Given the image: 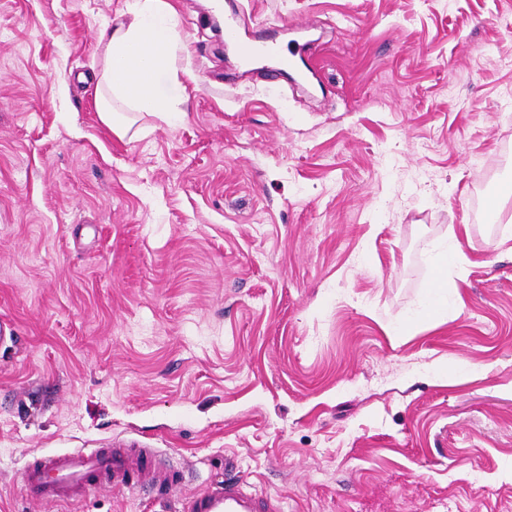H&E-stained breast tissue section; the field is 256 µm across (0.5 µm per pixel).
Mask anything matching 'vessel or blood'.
Segmentation results:
<instances>
[{
    "label": "vessel or blood",
    "instance_id": "b4317fda",
    "mask_svg": "<svg viewBox=\"0 0 512 512\" xmlns=\"http://www.w3.org/2000/svg\"><path fill=\"white\" fill-rule=\"evenodd\" d=\"M304 53L303 44L288 48L251 38L243 45L244 60L272 58L278 70L296 66ZM278 70L268 71L275 80ZM176 471L161 466L153 449L137 445L123 448H75L34 458L23 470L22 481L29 495L48 502H71L102 484L124 488L139 483L159 491L176 485ZM175 512H286L281 498L259 495L238 477L214 480L196 495L177 500Z\"/></svg>",
    "mask_w": 512,
    "mask_h": 512
}]
</instances>
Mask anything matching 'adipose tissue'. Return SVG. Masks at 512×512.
<instances>
[{"label":"adipose tissue","instance_id":"1","mask_svg":"<svg viewBox=\"0 0 512 512\" xmlns=\"http://www.w3.org/2000/svg\"><path fill=\"white\" fill-rule=\"evenodd\" d=\"M174 18L166 0H129L100 35L97 112L116 136L128 133L133 114L174 109L180 87L172 69L181 49Z\"/></svg>","mask_w":512,"mask_h":512}]
</instances>
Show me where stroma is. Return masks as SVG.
Returning <instances> with one entry per match:
<instances>
[{"label":"stroma","instance_id":"35a3bbf8","mask_svg":"<svg viewBox=\"0 0 512 512\" xmlns=\"http://www.w3.org/2000/svg\"><path fill=\"white\" fill-rule=\"evenodd\" d=\"M125 2L0 0V512H166L27 496L36 455L116 440L173 500L512 512V0H240L241 33L307 25L318 90L171 0L183 116L121 139L94 93ZM280 497L258 495L239 477L213 480L196 495L177 500L175 512H286Z\"/></svg>","mask_w":512,"mask_h":512}]
</instances>
